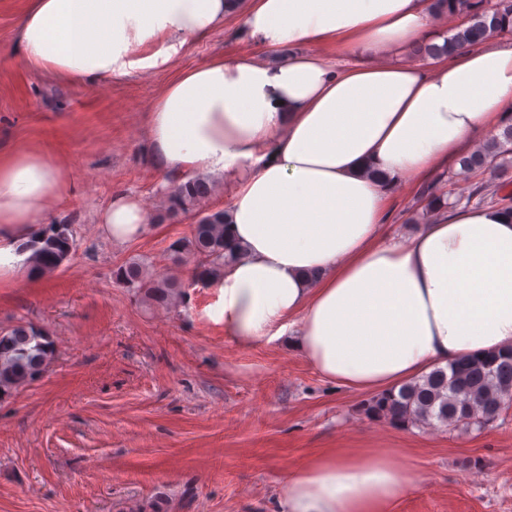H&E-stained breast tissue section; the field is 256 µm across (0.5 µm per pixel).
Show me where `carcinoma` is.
I'll use <instances>...</instances> for the list:
<instances>
[{"instance_id":"cac0c4a2","label":"carcinoma","mask_w":512,"mask_h":512,"mask_svg":"<svg viewBox=\"0 0 512 512\" xmlns=\"http://www.w3.org/2000/svg\"><path fill=\"white\" fill-rule=\"evenodd\" d=\"M448 4V14L470 16L466 27L448 30L444 44L422 42L415 46L419 56L434 57L454 48L472 47L498 31L497 19L512 14V0H433ZM460 170L469 174L504 173L512 164V121L501 133L456 159ZM176 185L167 196L166 214L176 216L197 209L211 193L201 177L184 180L174 176ZM491 202L509 206L511 196H497L491 185L476 186L467 202ZM71 224H52L50 233L33 240L31 271L41 274L60 268L74 252ZM170 251L181 259L195 260L192 280L205 282L218 278L224 265L236 256L224 238V210L209 211L193 224L191 236L173 241ZM117 281L137 290L145 300L162 306L182 293V283L167 276L150 274L144 263L132 258L117 267ZM49 336L29 324L0 328V399L37 380L54 358ZM512 402V348L493 354L460 360L449 369L437 368L396 391L381 392L362 403L370 419L401 427L430 425L437 420L450 428L480 429L509 411Z\"/></svg>"}]
</instances>
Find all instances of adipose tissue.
Returning <instances> with one entry per match:
<instances>
[{"label":"adipose tissue","mask_w":512,"mask_h":512,"mask_svg":"<svg viewBox=\"0 0 512 512\" xmlns=\"http://www.w3.org/2000/svg\"><path fill=\"white\" fill-rule=\"evenodd\" d=\"M243 32L265 56L214 57L184 70L145 114L152 158L219 175L224 234L238 257L216 280L211 318L251 348L284 336L324 380L399 388L463 357L512 347V209L451 211L388 236L387 203L477 134L512 117V45L406 63L442 43L431 0H240ZM230 0H27L15 43L27 67L68 81L168 63L209 36ZM357 54L334 69L323 50ZM71 193L37 148L0 154V288L28 270L31 239ZM100 234L147 229L140 203L114 194ZM380 439L325 450L292 471L280 512H394L412 478Z\"/></svg>","instance_id":"adipose-tissue-1"}]
</instances>
